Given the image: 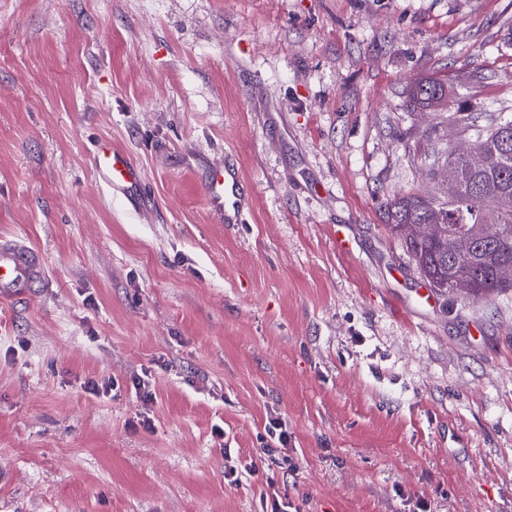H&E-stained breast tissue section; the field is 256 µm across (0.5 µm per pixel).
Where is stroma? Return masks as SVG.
<instances>
[{
	"label": "stroma",
	"mask_w": 512,
	"mask_h": 512,
	"mask_svg": "<svg viewBox=\"0 0 512 512\" xmlns=\"http://www.w3.org/2000/svg\"><path fill=\"white\" fill-rule=\"evenodd\" d=\"M473 70L512 119V0H0V237L47 271L0 301V512H512V290L440 295L386 228L461 140L406 86ZM94 157L97 177L106 190L126 191V199L135 208L142 175L131 156L124 150L112 148L111 142L102 140L95 146ZM204 182L212 210L224 218V222L231 224L241 201L239 173L235 162L226 157L220 166H210ZM267 434L271 443H267L262 451L266 455H271L278 451V449H288V429L286 424L279 419H274L269 422Z\"/></svg>",
	"instance_id": "stroma-1"
}]
</instances>
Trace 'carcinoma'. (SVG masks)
Masks as SVG:
<instances>
[{
    "instance_id": "1",
    "label": "carcinoma",
    "mask_w": 512,
    "mask_h": 512,
    "mask_svg": "<svg viewBox=\"0 0 512 512\" xmlns=\"http://www.w3.org/2000/svg\"><path fill=\"white\" fill-rule=\"evenodd\" d=\"M456 84L451 75L429 76L414 81L407 94L415 105L441 110L452 102ZM489 128H475L470 113L458 112L454 122L474 131L475 142L488 163L472 168L453 151L438 159L454 171L446 196L410 194L386 204L389 232L403 241L406 252L430 287L442 294H458L457 284L469 286L465 296L487 300L512 289V282L498 279L503 267H512V120L495 121L485 115ZM441 220L445 240L406 236L404 224Z\"/></svg>"
}]
</instances>
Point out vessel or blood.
<instances>
[{
	"label": "vessel or blood",
	"instance_id": "b4317fda",
	"mask_svg": "<svg viewBox=\"0 0 512 512\" xmlns=\"http://www.w3.org/2000/svg\"><path fill=\"white\" fill-rule=\"evenodd\" d=\"M95 169L102 185L109 190L121 189L130 204H137L141 170L124 150L102 140L95 147ZM204 186L212 210L231 220L240 203L238 168L232 159L210 166ZM45 279L41 255L25 242L0 239V297L7 299L39 287Z\"/></svg>",
	"mask_w": 512,
	"mask_h": 512
}]
</instances>
